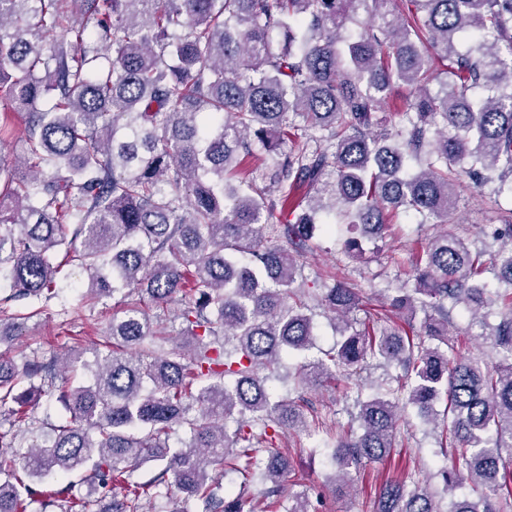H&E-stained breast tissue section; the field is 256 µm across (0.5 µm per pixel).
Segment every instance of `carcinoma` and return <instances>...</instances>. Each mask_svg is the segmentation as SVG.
<instances>
[{
    "label": "carcinoma",
    "mask_w": 512,
    "mask_h": 512,
    "mask_svg": "<svg viewBox=\"0 0 512 512\" xmlns=\"http://www.w3.org/2000/svg\"><path fill=\"white\" fill-rule=\"evenodd\" d=\"M0 100V134L22 113L21 152L0 155V326L23 335L71 262L91 297L121 296L92 365L0 354V512H144L174 489L173 512H319L280 437L311 428L303 391L371 363L398 372L355 380L328 489L390 457L412 412L437 430L442 488L388 479L376 512H512V0H0ZM463 176L494 196L491 241L445 231L412 253L390 299L405 328L324 283L338 338L308 357L313 242L346 224L363 261L396 214L451 224ZM171 305L180 343L150 313ZM492 305L498 360L448 355L452 311L480 324ZM83 471L84 492L22 477Z\"/></svg>",
    "instance_id": "obj_1"
}]
</instances>
